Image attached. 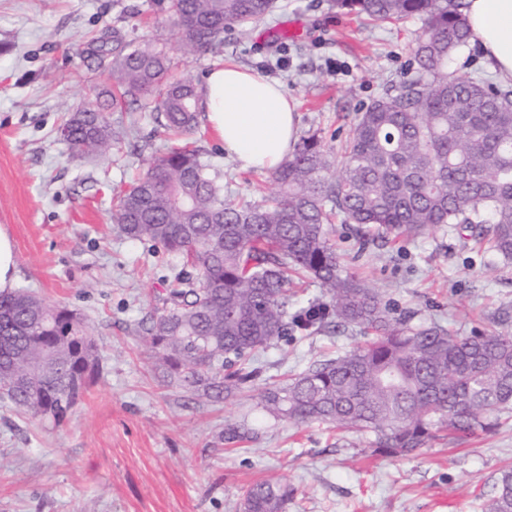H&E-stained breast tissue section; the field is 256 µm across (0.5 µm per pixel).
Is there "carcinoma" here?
<instances>
[{
    "label": "carcinoma",
    "instance_id": "obj_1",
    "mask_svg": "<svg viewBox=\"0 0 512 512\" xmlns=\"http://www.w3.org/2000/svg\"><path fill=\"white\" fill-rule=\"evenodd\" d=\"M183 54L210 52L230 26L243 32L274 0H158ZM347 15L424 23L416 67L395 93L359 113L340 151L310 136L273 173L278 191L257 201L224 197L199 150L155 154L112 207V222L192 267L188 287L140 330L164 374L215 402L261 390L262 410L295 424L321 423L368 436L374 452L420 454L440 438L463 439L512 422V333L454 332L414 324L342 265L334 224L360 231L358 252L445 225L512 263V86L448 72L473 39L462 0H332ZM108 99L69 113L72 151L108 150L107 110L151 112L177 135L198 127L196 84L170 74L166 51L112 31L101 51ZM308 279L321 297L288 310V284ZM26 291L0 293V398L33 418L64 424L99 368V349L78 316ZM371 332L364 342L280 380L255 356L280 341L329 327ZM227 425L221 440L252 438ZM286 482L250 487L240 512H286ZM488 512H512V470Z\"/></svg>",
    "mask_w": 512,
    "mask_h": 512
}]
</instances>
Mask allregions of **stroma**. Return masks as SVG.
Segmentation results:
<instances>
[{
  "mask_svg": "<svg viewBox=\"0 0 512 512\" xmlns=\"http://www.w3.org/2000/svg\"><path fill=\"white\" fill-rule=\"evenodd\" d=\"M164 46L178 76L202 83L218 60L279 82L298 103V135L335 149L373 99L409 74L423 22H373L330 0H275L249 33L226 29L218 48L191 60L156 0H0V225L15 249L17 288L79 314L99 344L100 370L63 426L0 400V512H240L245 492L283 480L288 512H483L512 466V427L438 440L417 456L375 454L365 436L322 424L273 420L257 392L212 403L157 378L140 323L163 312L176 282L171 257L127 238L113 201L157 152L178 141L148 112H114L117 140L103 157L68 150V112L111 83L94 39L113 30ZM191 143L230 199L274 192L270 173L240 170L198 126ZM336 245L366 284L419 320L450 330H512V266L495 272L455 231L391 245L357 243L337 225ZM359 329L317 332L259 353L268 374L363 342ZM256 430L243 448L219 439L227 424Z\"/></svg>",
  "mask_w": 512,
  "mask_h": 512,
  "instance_id": "stroma-1",
  "label": "stroma"
}]
</instances>
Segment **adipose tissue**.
I'll use <instances>...</instances> for the list:
<instances>
[{"mask_svg":"<svg viewBox=\"0 0 512 512\" xmlns=\"http://www.w3.org/2000/svg\"><path fill=\"white\" fill-rule=\"evenodd\" d=\"M467 23L491 70L512 82V0H466ZM205 124L240 169L274 171L297 143V102L259 72L214 62L201 91Z\"/></svg>","mask_w":512,"mask_h":512,"instance_id":"1","label":"adipose tissue"}]
</instances>
